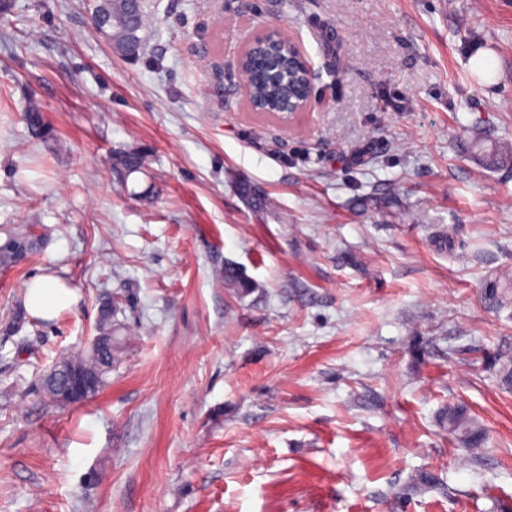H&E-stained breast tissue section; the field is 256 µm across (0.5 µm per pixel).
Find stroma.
Instances as JSON below:
<instances>
[{
	"instance_id": "35a3bbf8",
	"label": "stroma",
	"mask_w": 512,
	"mask_h": 512,
	"mask_svg": "<svg viewBox=\"0 0 512 512\" xmlns=\"http://www.w3.org/2000/svg\"><path fill=\"white\" fill-rule=\"evenodd\" d=\"M92 8L0 15V226L45 236L0 269V325L34 276L80 295L0 332V512H512V287L489 291L512 280V170L469 151L512 143V0H144L134 60ZM269 29L311 71L289 124L242 86ZM120 150L145 171L120 181ZM389 194L399 220L359 205ZM104 293L132 328L107 385L33 396ZM459 402L485 446L437 426ZM259 43H265L267 45H273L275 47H281V52H289L294 55L300 64V70L303 72V76L306 78L308 85H310L311 74L310 69L306 62L302 59L299 52L297 51L294 44L279 30H268L260 35L254 36L248 39L244 50L239 58V69L243 76L244 87L247 94L248 102L250 107L255 112H263L278 118H285L296 114L297 112H303L311 106V95L308 94L306 98L293 102L292 105L288 104L286 111H280L279 109H272L270 106H265L264 102L255 95L250 74L256 65V61L253 55L254 47ZM282 83L284 84L282 77L279 74L271 75L263 66H256L254 69V85L259 90L262 86H271V84ZM26 121L32 134L39 139H48L52 130L45 122L40 106L36 102H30L26 110ZM471 152L475 160L490 170L512 166V146L504 141H489L476 136L471 143ZM224 288L238 297H245L252 292L254 282L236 266L227 264L224 266Z\"/></svg>"
}]
</instances>
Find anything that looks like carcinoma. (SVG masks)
<instances>
[{
	"mask_svg": "<svg viewBox=\"0 0 512 512\" xmlns=\"http://www.w3.org/2000/svg\"><path fill=\"white\" fill-rule=\"evenodd\" d=\"M97 18L96 32L103 35L120 54L134 57L142 50L143 39L139 32L145 27V13L142 0H97L94 5ZM280 75H273L263 66L254 69V85L262 86L281 83ZM26 121L32 134L39 139H48L52 130L45 122L40 106L29 103ZM471 152L475 160L490 170L512 166V146L504 141H489L477 136L471 143ZM146 156L137 150L120 152L113 157V167L124 177L145 170ZM361 206L384 213L398 207L396 199L388 196L367 197ZM4 239L0 240V266L12 267L19 264L23 257L36 254L43 243L42 233L37 226L28 224L19 227L3 228ZM224 287L239 297L249 295L254 282L237 267L224 266ZM119 309L112 296L103 297L98 310L96 331L89 347L81 353L67 357L51 369L41 380L37 391L49 401L70 405L82 402L96 395L106 382V375L112 370V363L120 354L121 346L117 333L121 323L117 320ZM77 380L81 391L68 397L64 394V382ZM439 422L456 434L468 447H478L483 443L484 432L477 423L460 408L450 407L439 415Z\"/></svg>",
	"mask_w": 512,
	"mask_h": 512,
	"instance_id": "1",
	"label": "carcinoma"
}]
</instances>
